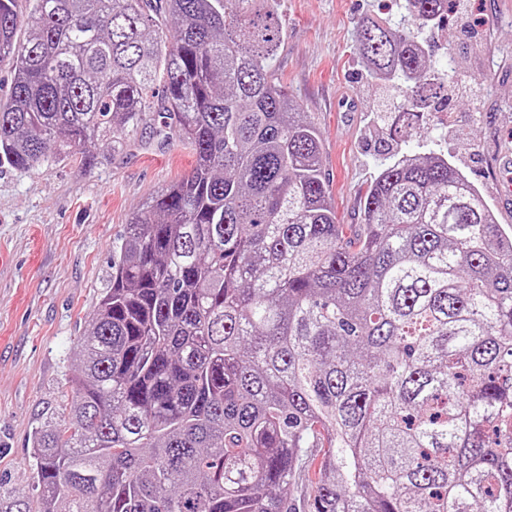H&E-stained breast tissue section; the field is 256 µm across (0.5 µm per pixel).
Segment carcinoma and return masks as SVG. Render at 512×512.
Masks as SVG:
<instances>
[{
	"label": "carcinoma",
	"instance_id": "obj_1",
	"mask_svg": "<svg viewBox=\"0 0 512 512\" xmlns=\"http://www.w3.org/2000/svg\"><path fill=\"white\" fill-rule=\"evenodd\" d=\"M0 0V164L107 159L146 122L193 155L112 250L64 425L0 512H512V226L448 157H384L340 223L323 137L273 68L276 0ZM360 24L394 131L437 112L418 32ZM321 448L317 458L311 449Z\"/></svg>",
	"mask_w": 512,
	"mask_h": 512
}]
</instances>
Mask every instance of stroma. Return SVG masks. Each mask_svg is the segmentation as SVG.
I'll use <instances>...</instances> for the list:
<instances>
[{
    "mask_svg": "<svg viewBox=\"0 0 512 512\" xmlns=\"http://www.w3.org/2000/svg\"><path fill=\"white\" fill-rule=\"evenodd\" d=\"M471 14H449L422 38L442 69L481 86L437 113L420 147L443 151L512 225L503 193L512 168V0H469ZM287 40L274 68L290 97L321 131L323 169L341 223L362 221L361 200L392 148L382 120L397 95L373 80L356 54L357 26L370 16L399 17L396 0H277ZM188 149L141 132L104 163L67 159L36 171L0 168V491L30 489L32 434L59 426L69 381L80 369L73 349L109 285L112 247L152 195L191 168Z\"/></svg>",
    "mask_w": 512,
    "mask_h": 512,
    "instance_id": "stroma-1",
    "label": "stroma"
}]
</instances>
